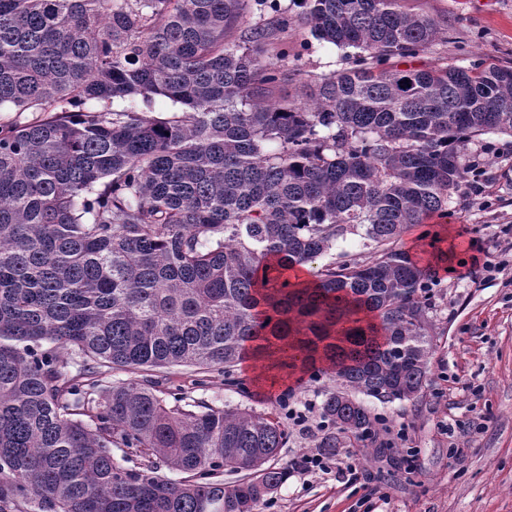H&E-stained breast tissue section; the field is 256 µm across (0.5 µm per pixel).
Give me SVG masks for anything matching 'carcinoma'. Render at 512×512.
Segmentation results:
<instances>
[{
	"mask_svg": "<svg viewBox=\"0 0 512 512\" xmlns=\"http://www.w3.org/2000/svg\"><path fill=\"white\" fill-rule=\"evenodd\" d=\"M250 2L0 0V512H255L284 482L277 413L101 367L325 378L326 452L385 430L357 395L428 386L448 252L398 241L474 174L472 138L512 135V66L401 69L435 20L301 0L358 52L275 99L292 16L258 0L271 16L246 26ZM155 96L168 117L125 106ZM349 237L367 254L296 280Z\"/></svg>",
	"mask_w": 512,
	"mask_h": 512,
	"instance_id": "obj_1",
	"label": "carcinoma"
}]
</instances>
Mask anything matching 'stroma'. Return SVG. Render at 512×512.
Here are the masks:
<instances>
[{
  "instance_id": "1",
  "label": "stroma",
  "mask_w": 512,
  "mask_h": 512,
  "mask_svg": "<svg viewBox=\"0 0 512 512\" xmlns=\"http://www.w3.org/2000/svg\"><path fill=\"white\" fill-rule=\"evenodd\" d=\"M410 11L433 18L439 39L417 58L415 68L445 62L451 66H512V0H404ZM288 80L279 96L296 94L303 82L340 70L342 53L318 41L309 26L288 32V54L281 62ZM485 155L489 204L458 192L444 215L409 227L400 244L409 249L423 233L438 235L448 252L440 270L433 312L430 385L413 403L378 405L394 426H405L408 440L395 456L367 448L356 485L334 479L307 484L289 477L274 493V508L258 512H512V284L487 279L470 265L475 248L494 251L502 225L512 224V136L486 134L468 144L467 160ZM104 369V383L131 377ZM136 380L162 381L164 388L191 390L213 407L267 412L281 398L291 406L321 403L317 384L245 361L234 372L204 374L193 386L183 367L136 373ZM458 449L450 460L449 449Z\"/></svg>"
}]
</instances>
